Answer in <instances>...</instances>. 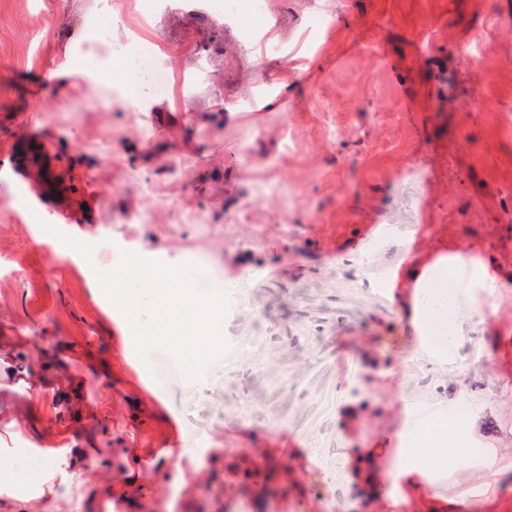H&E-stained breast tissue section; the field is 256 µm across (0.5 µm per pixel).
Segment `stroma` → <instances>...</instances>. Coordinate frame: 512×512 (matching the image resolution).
Segmentation results:
<instances>
[{"instance_id": "1", "label": "stroma", "mask_w": 512, "mask_h": 512, "mask_svg": "<svg viewBox=\"0 0 512 512\" xmlns=\"http://www.w3.org/2000/svg\"><path fill=\"white\" fill-rule=\"evenodd\" d=\"M141 11L0 0V472L35 490L61 450L42 512L119 490L114 512H392L384 441L420 445L404 403L464 399L476 454L401 512H512V287L445 368L409 303L447 239L512 280V0H160L137 31ZM139 35L179 91L87 77L89 48L119 73ZM41 149L56 187L30 175ZM161 250L237 285L197 381L138 358L96 277ZM62 462L55 459L51 455H44L39 457L36 461L35 465V473L41 478L40 483V492L41 494L38 496L31 497L30 499H26L25 510L23 512H38L37 507L38 504L36 500L43 495L45 492L50 494L55 493L53 479L54 473L61 467ZM31 501V504L29 503Z\"/></svg>"}]
</instances>
